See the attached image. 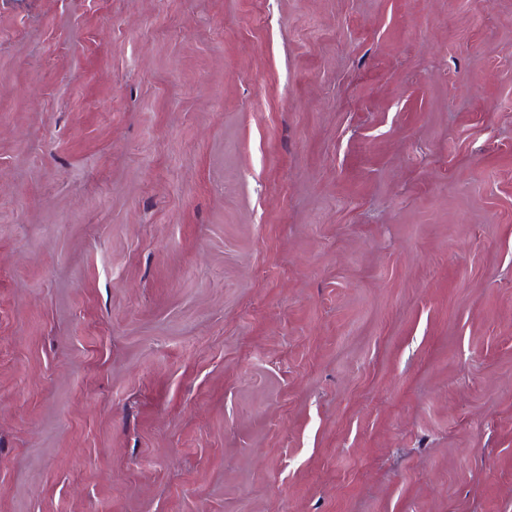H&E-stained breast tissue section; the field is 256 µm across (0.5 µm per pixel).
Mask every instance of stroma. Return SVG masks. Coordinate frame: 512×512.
<instances>
[{
    "mask_svg": "<svg viewBox=\"0 0 512 512\" xmlns=\"http://www.w3.org/2000/svg\"><path fill=\"white\" fill-rule=\"evenodd\" d=\"M0 512H512V0H0Z\"/></svg>",
    "mask_w": 512,
    "mask_h": 512,
    "instance_id": "35a3bbf8",
    "label": "stroma"
}]
</instances>
